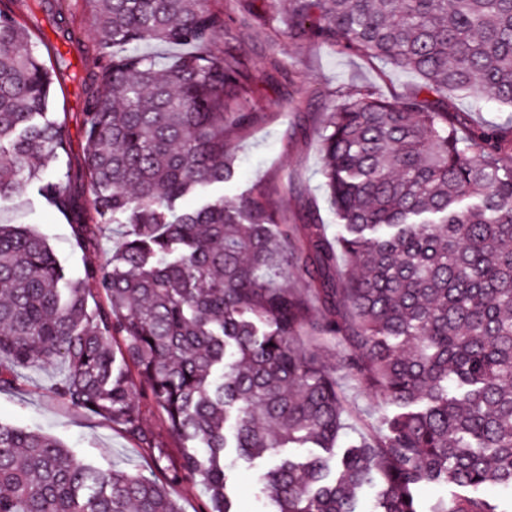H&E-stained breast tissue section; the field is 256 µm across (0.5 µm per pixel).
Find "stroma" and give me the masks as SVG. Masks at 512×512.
<instances>
[{
	"mask_svg": "<svg viewBox=\"0 0 512 512\" xmlns=\"http://www.w3.org/2000/svg\"><path fill=\"white\" fill-rule=\"evenodd\" d=\"M226 26L211 47L215 55L232 53L245 69L251 93L235 104L238 112L255 113L246 127L227 129L237 174L234 181L215 185L211 194L234 200L258 187L274 188L277 219L300 223L306 203L319 207L325 223H332L330 204L320 188L322 157L312 135L325 112L343 92L370 86L386 98L412 89L413 73L355 55L339 54L329 46L289 38L273 32L267 16L276 0H254L253 14H244L240 0H216ZM73 76L55 88L52 112L63 118L72 144V162H79L85 141L82 133L84 89L78 78L85 59L76 46L66 53ZM0 222L26 224L44 234L68 277H83L90 265L104 262L115 247L121 226L98 236L78 238L73 226L54 208L26 193L0 203ZM68 367L56 361L44 367L19 369L18 385L0 390V423L36 430L61 441L84 462L106 470L144 476L165 487L180 512H210L209 496L199 480L174 482L184 450L171 436L164 414L145 391H138L144 427L155 447L128 438L123 429L69 404L56 393ZM270 459L238 462L228 474V488L238 512H272L258 476Z\"/></svg>",
	"mask_w": 512,
	"mask_h": 512,
	"instance_id": "obj_1",
	"label": "stroma"
}]
</instances>
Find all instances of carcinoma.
Listing matches in <instances>:
<instances>
[{
    "instance_id": "cac0c4a2",
    "label": "carcinoma",
    "mask_w": 512,
    "mask_h": 512,
    "mask_svg": "<svg viewBox=\"0 0 512 512\" xmlns=\"http://www.w3.org/2000/svg\"><path fill=\"white\" fill-rule=\"evenodd\" d=\"M46 3L25 9L75 40L61 3ZM285 13L292 39L420 77L391 98L362 86L315 129L334 238L313 204L295 237L262 189L179 206L234 179L224 127L253 120L230 111L250 93L236 62L208 51L224 30L212 0H98L83 160L53 171L71 154L48 117L68 64H46L35 29L0 6V200L32 186L80 235L125 226L70 280L43 236L0 224V356L63 360L64 400L150 445L143 387L211 512H236L227 471L265 455L278 459L260 475L273 512H498L474 491L512 492V117L473 112L486 94L512 108V0H287ZM147 41L191 51L162 62L136 49ZM91 285L106 306L88 307ZM303 335L335 340L343 377L394 411L348 403ZM429 484L461 492L425 508ZM0 512L178 508L153 481L0 423Z\"/></svg>"
}]
</instances>
